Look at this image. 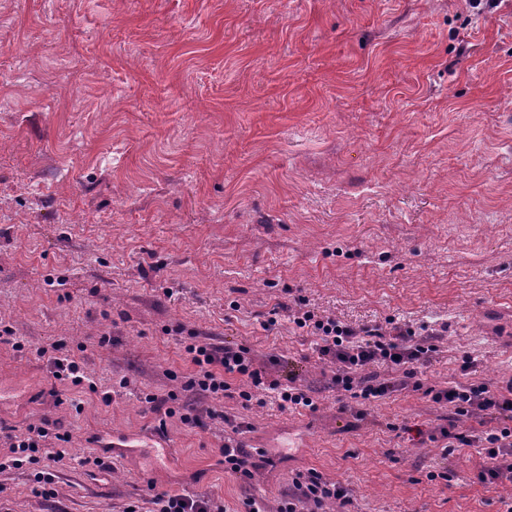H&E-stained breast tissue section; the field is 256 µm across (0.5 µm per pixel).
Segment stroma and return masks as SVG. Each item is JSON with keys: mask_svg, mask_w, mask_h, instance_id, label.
<instances>
[{"mask_svg": "<svg viewBox=\"0 0 512 512\" xmlns=\"http://www.w3.org/2000/svg\"><path fill=\"white\" fill-rule=\"evenodd\" d=\"M300 297L356 326L447 325L429 383L512 378V0H0V420L69 434L52 496L38 465L0 469V512H152L154 489L275 512L305 468L351 512H499L512 485L473 483L475 448L413 441L442 416L422 394L341 413L288 319ZM195 342L246 346L316 398H188L250 423L274 464L248 482L222 420L144 401L180 391ZM55 343L92 388L53 380ZM112 428L164 429L170 460L86 465Z\"/></svg>", "mask_w": 512, "mask_h": 512, "instance_id": "obj_1", "label": "stroma"}]
</instances>
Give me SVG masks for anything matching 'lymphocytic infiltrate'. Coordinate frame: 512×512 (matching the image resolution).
I'll return each instance as SVG.
<instances>
[{"label":"lymphocytic infiltrate","mask_w":512,"mask_h":512,"mask_svg":"<svg viewBox=\"0 0 512 512\" xmlns=\"http://www.w3.org/2000/svg\"><path fill=\"white\" fill-rule=\"evenodd\" d=\"M290 320L297 329L316 337L318 357L330 367L331 383L337 392L354 400L355 417H362V404L402 391L422 393L453 418L451 424L437 426L429 436L430 441L440 443L443 456H451L465 446H478L479 483L486 488L512 484V381L503 387L479 381L430 386L423 378V369L435 347L412 328L395 322L357 328L302 307L292 312ZM186 352L194 366L186 391L214 400L235 393L247 409L265 406L263 394L269 391L275 394L281 410L317 408L308 387L293 380L285 385L267 380L247 347L192 343ZM488 417L497 420V427L478 435L457 429L458 420L482 421ZM0 431L13 453L26 456L32 464L39 463V455L45 449L69 440L68 433L50 421L28 427L19 435L10 426ZM152 502L155 512H224L221 502L204 493L163 492L156 494ZM352 502L348 486L308 468L294 473L291 490L278 512H323L329 503L335 504L338 512H345Z\"/></svg>","instance_id":"f902f5d3"}]
</instances>
